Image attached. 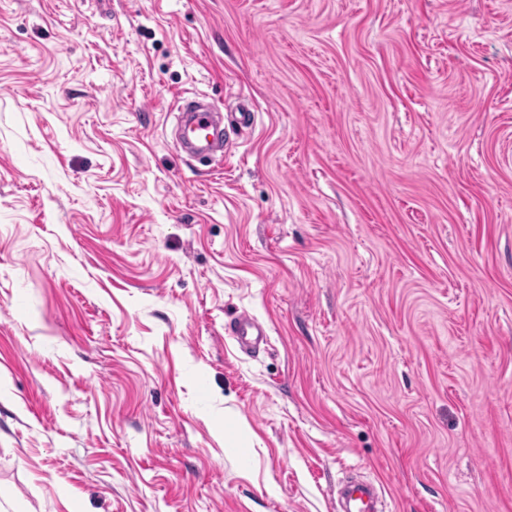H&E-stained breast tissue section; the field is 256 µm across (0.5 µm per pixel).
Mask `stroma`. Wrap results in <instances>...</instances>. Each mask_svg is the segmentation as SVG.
I'll list each match as a JSON object with an SVG mask.
<instances>
[{"mask_svg": "<svg viewBox=\"0 0 512 512\" xmlns=\"http://www.w3.org/2000/svg\"><path fill=\"white\" fill-rule=\"evenodd\" d=\"M355 474L512 512V0H0V512ZM177 129L183 152L195 159L211 158L224 153L229 132L221 127L218 113L198 100H186L178 109ZM206 132L200 136L198 132ZM241 352L253 354L267 345V327L257 317L241 313L225 328Z\"/></svg>", "mask_w": 512, "mask_h": 512, "instance_id": "stroma-1", "label": "stroma"}]
</instances>
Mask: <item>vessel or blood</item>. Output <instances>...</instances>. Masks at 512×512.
Returning a JSON list of instances; mask_svg holds the SVG:
<instances>
[{"instance_id":"vessel-or-blood-1","label":"vessel or blood","mask_w":512,"mask_h":512,"mask_svg":"<svg viewBox=\"0 0 512 512\" xmlns=\"http://www.w3.org/2000/svg\"><path fill=\"white\" fill-rule=\"evenodd\" d=\"M177 129L180 146L187 155L196 159L212 157L223 150L229 132L222 128L216 112L197 100H187L179 107ZM226 332L241 352L253 354L267 344V327L257 317L242 313L232 320ZM340 493L352 512H380L382 496L377 487L366 480L345 483Z\"/></svg>"}]
</instances>
